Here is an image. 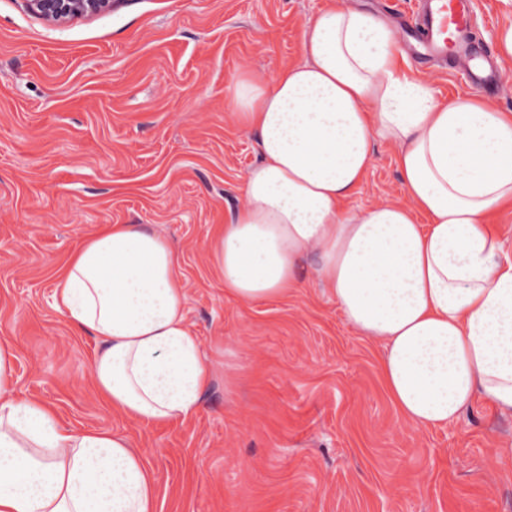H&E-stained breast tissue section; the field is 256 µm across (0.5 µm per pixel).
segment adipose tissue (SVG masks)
<instances>
[{"instance_id": "ef3b65f1", "label": "adipose tissue", "mask_w": 512, "mask_h": 512, "mask_svg": "<svg viewBox=\"0 0 512 512\" xmlns=\"http://www.w3.org/2000/svg\"><path fill=\"white\" fill-rule=\"evenodd\" d=\"M404 59L390 21L327 0L303 24L298 62L269 82L235 77V123L259 158L207 254L247 302L315 278L381 345L399 413L441 428L479 398L512 412V257L492 226L512 209V111L439 101ZM381 143L401 195L348 209ZM187 304L179 255L150 225H104L54 276L53 308L98 342L94 393L135 423L202 410L212 373ZM14 359L1 337L0 512H157L155 471L130 434L62 428L52 404L16 396Z\"/></svg>"}]
</instances>
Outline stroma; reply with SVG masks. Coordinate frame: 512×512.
Returning <instances> with one entry per match:
<instances>
[{
	"label": "stroma",
	"instance_id": "1",
	"mask_svg": "<svg viewBox=\"0 0 512 512\" xmlns=\"http://www.w3.org/2000/svg\"><path fill=\"white\" fill-rule=\"evenodd\" d=\"M322 0H123L53 26L0 0V336L18 396L69 429L129 432L158 512H512V414L476 401L442 429L407 421L380 378L378 344L316 280L242 302L205 245L243 200L259 155L230 119L241 69L265 80L300 58ZM512 0H475L490 50ZM394 153L347 201L401 191ZM105 224H151L181 256L188 316L213 369L194 419L133 424L92 393L95 342L52 306L54 273Z\"/></svg>",
	"mask_w": 512,
	"mask_h": 512
}]
</instances>
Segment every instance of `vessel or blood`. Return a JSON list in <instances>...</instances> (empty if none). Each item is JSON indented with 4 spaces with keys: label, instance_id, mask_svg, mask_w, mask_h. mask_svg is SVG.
<instances>
[{
    "label": "vessel or blood",
    "instance_id": "vessel-or-blood-1",
    "mask_svg": "<svg viewBox=\"0 0 512 512\" xmlns=\"http://www.w3.org/2000/svg\"><path fill=\"white\" fill-rule=\"evenodd\" d=\"M474 7V0H426L415 26L418 58L454 59L473 84L490 90L499 72L487 66L486 48L470 37Z\"/></svg>",
    "mask_w": 512,
    "mask_h": 512
}]
</instances>
